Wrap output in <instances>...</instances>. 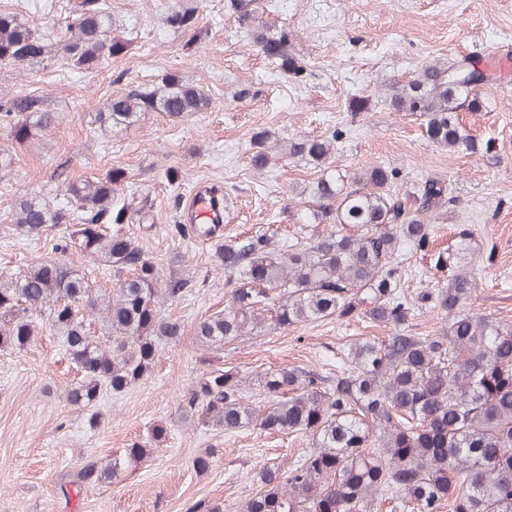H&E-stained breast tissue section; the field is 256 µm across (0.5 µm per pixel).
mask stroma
<instances>
[{"mask_svg":"<svg viewBox=\"0 0 512 512\" xmlns=\"http://www.w3.org/2000/svg\"><path fill=\"white\" fill-rule=\"evenodd\" d=\"M79 2L0 0V12L59 40ZM107 2L113 37L129 44L122 58L72 71L55 51L43 67L0 68V98L34 92L58 115L51 129L21 144L0 121V148L14 156L11 168L0 171V272L57 258L54 246L64 236L60 226L38 239L17 234L18 199H51L63 179L102 178L120 168L125 180L118 194L136 216L119 230L137 238L162 279L191 280L188 295L161 307L186 331L178 341L161 342L147 376L89 407L67 399L79 374L53 330L44 329L22 351H0V512H188L213 502L239 512L260 488L262 465L288 464L309 439L259 430L219 438L197 425L180 400L202 359L250 379L267 369L321 370L345 344L388 330L355 316L272 328L218 349L201 345L193 326L223 309L224 271L214 243L175 229L192 187L222 188L224 237L261 230L294 235L320 172L284 160L256 170L251 138L262 129L277 138L342 130L334 167L385 166L395 172L398 189L424 178L450 185L458 204L433 224L430 248L447 251L458 231L468 230L480 282L467 308L512 322V74L490 73L480 110L459 111L479 141H491L492 160L435 146L422 118L395 110L386 91L430 60L465 59L479 46L512 51V0H264L270 20L287 29L301 66L288 76L271 74L227 0H192L195 33L166 25L170 0ZM171 78L203 87L208 108L182 119L147 112L118 133L94 122L95 112L130 86L152 90ZM361 98L365 107L353 108ZM157 426L164 430L161 442L136 468L62 497L60 484L74 480L85 462L148 445ZM217 442L223 455L197 471L195 458Z\"/></svg>","mask_w":512,"mask_h":512,"instance_id":"35a3bbf8","label":"stroma"}]
</instances>
